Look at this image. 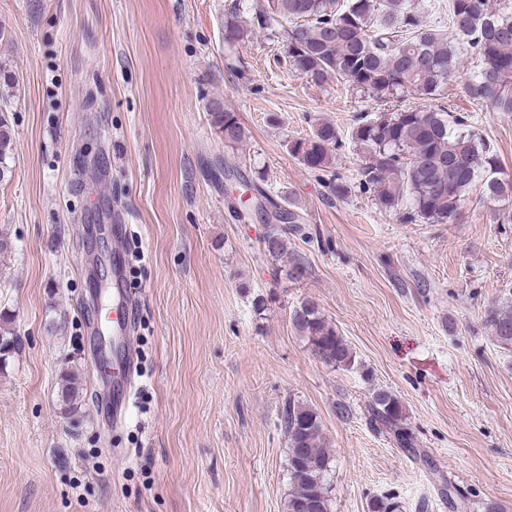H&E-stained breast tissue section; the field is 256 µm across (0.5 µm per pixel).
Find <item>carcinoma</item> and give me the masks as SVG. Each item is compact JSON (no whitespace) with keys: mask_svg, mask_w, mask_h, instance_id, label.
<instances>
[{"mask_svg":"<svg viewBox=\"0 0 512 512\" xmlns=\"http://www.w3.org/2000/svg\"><path fill=\"white\" fill-rule=\"evenodd\" d=\"M449 30L427 24L428 6L421 0H235L224 25V44L233 50L254 28L274 38H286V62L316 85L336 78L376 102L408 96L433 100L459 70L456 44L479 60L465 83V92L478 106L512 115V12H496L491 0H448ZM251 16V24L239 21ZM289 26H284V23ZM207 112L214 133L227 147L245 138L237 115L219 98ZM351 140L364 152L359 185L388 210L403 211L409 223L449 224L482 182V199L512 200V175L501 169L496 152L462 117L443 109L396 105L358 119ZM7 120L0 116V177L13 151ZM343 146L336 127L320 122L304 138L288 142V152L313 171L331 167ZM265 252L278 259L285 253V236L278 224L262 240ZM0 366L16 348L15 334L2 325ZM296 332L312 355L336 368L356 364L352 348L320 312L306 300L291 313ZM493 340L512 350V299L484 311ZM80 374L59 375L63 413L71 415L83 398ZM368 412L397 447L422 458L414 433L406 424L403 406L384 389L372 393ZM288 439L287 475L291 486L286 512H332L328 475L331 451L320 415L303 402L288 399L279 415Z\"/></svg>","mask_w":512,"mask_h":512,"instance_id":"cac0c4a2","label":"carcinoma"}]
</instances>
